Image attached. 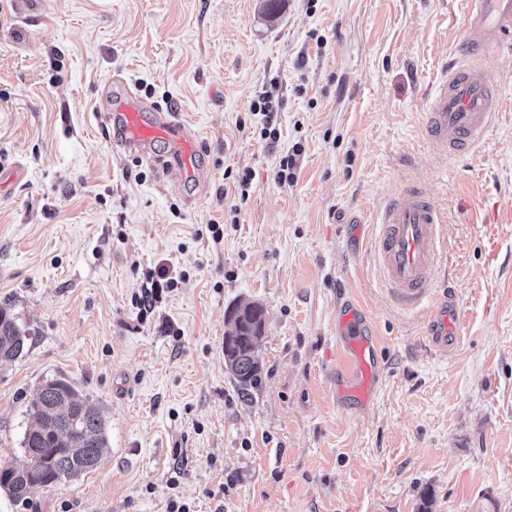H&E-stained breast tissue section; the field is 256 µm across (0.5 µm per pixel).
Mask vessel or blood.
Listing matches in <instances>:
<instances>
[{"mask_svg":"<svg viewBox=\"0 0 512 512\" xmlns=\"http://www.w3.org/2000/svg\"><path fill=\"white\" fill-rule=\"evenodd\" d=\"M462 54L467 62L442 80L430 104V126L437 150L448 153L464 143H478L496 118L502 101L490 75L473 57L475 47L491 54L512 46V0H467ZM106 105L94 107L95 119L121 152L134 151L157 161L166 155L162 173L174 183L199 167L198 135L178 118L131 91L123 78ZM447 217L436 201L406 190L384 209L376 223L374 250L388 291L402 308H418L433 293V275L448 259L443 235ZM456 305L445 296L428 322L433 347L447 352L457 342L453 330ZM378 336L365 308L341 296L336 305V362L332 385L337 401L365 406L370 400L380 362Z\"/></svg>","mask_w":512,"mask_h":512,"instance_id":"vessel-or-blood-1","label":"vessel or blood"}]
</instances>
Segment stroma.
I'll return each instance as SVG.
<instances>
[{"instance_id": "35a3bbf8", "label": "stroma", "mask_w": 512, "mask_h": 512, "mask_svg": "<svg viewBox=\"0 0 512 512\" xmlns=\"http://www.w3.org/2000/svg\"><path fill=\"white\" fill-rule=\"evenodd\" d=\"M464 26L461 0H280L272 17L266 0H0V165L26 171L0 188V305L28 335L0 362V464L25 462L26 410L57 376L109 442L98 469L26 506L0 494V512H512V53L483 59L504 108L472 152L439 154L426 128ZM116 74L197 131V179L113 150L92 108ZM246 168L243 200L224 174ZM409 187L448 216L445 359L426 339L438 297L398 308L372 247ZM162 265L178 285L141 312ZM344 294L382 358L361 410L331 383ZM240 301L266 313L246 399L224 365ZM252 105L253 114L262 116L261 137L268 140L270 145L275 144L280 139V131L277 127V113L272 111L268 97L258 96Z\"/></svg>"}]
</instances>
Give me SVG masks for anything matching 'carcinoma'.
<instances>
[{
  "label": "carcinoma",
  "instance_id": "obj_1",
  "mask_svg": "<svg viewBox=\"0 0 512 512\" xmlns=\"http://www.w3.org/2000/svg\"><path fill=\"white\" fill-rule=\"evenodd\" d=\"M232 315L251 325L236 344L224 339V363L243 393L261 383L259 351L265 311L257 303L234 307ZM27 336L10 308L0 305V360H14L24 350ZM27 461L38 465L21 472L0 466V492L15 503H27L40 490L62 480H74L97 469L107 448L104 418L77 395L64 379L46 381L29 410V422L21 442Z\"/></svg>",
  "mask_w": 512,
  "mask_h": 512
}]
</instances>
